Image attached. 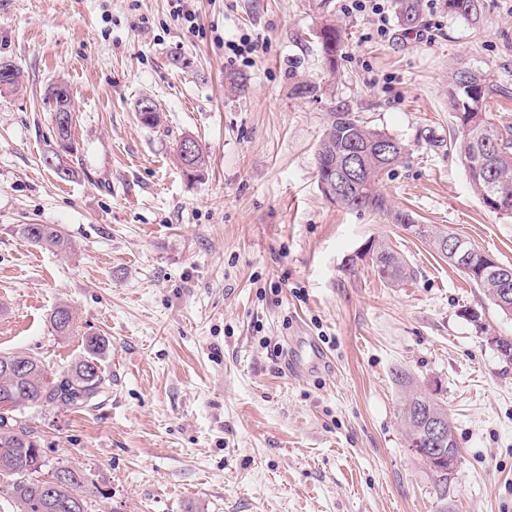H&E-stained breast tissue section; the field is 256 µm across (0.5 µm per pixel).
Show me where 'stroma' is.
Listing matches in <instances>:
<instances>
[{"mask_svg": "<svg viewBox=\"0 0 512 512\" xmlns=\"http://www.w3.org/2000/svg\"><path fill=\"white\" fill-rule=\"evenodd\" d=\"M335 3L331 71L314 0H187L193 32L169 0H0V58L25 74L0 92V353L59 372L82 335L108 339L97 405L21 415L46 466L88 474L91 512H437L403 430L404 374L454 423L450 512H512V363L486 341L512 338V316L387 215L328 201L316 173L328 114L348 105L404 147L380 183L393 208L512 265V215L473 193L448 112L458 61L512 89V0H481L474 23L424 0L408 34L396 11L381 34ZM246 35L259 47L245 61L226 44ZM60 81L67 180L44 162ZM301 82L317 96L295 95ZM145 98L159 127L139 117ZM186 136L202 176L178 163ZM24 224L54 225L71 252L33 245ZM374 237L412 279L346 267ZM59 304L76 335L51 328ZM325 21L328 23L322 26L318 38L322 47L324 63L332 71L336 68L337 57L339 56L343 40L339 28L331 22H334V20L326 19Z\"/></svg>", "mask_w": 512, "mask_h": 512, "instance_id": "stroma-1", "label": "stroma"}]
</instances>
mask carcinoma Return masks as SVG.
<instances>
[{
  "instance_id": "1",
  "label": "carcinoma",
  "mask_w": 512,
  "mask_h": 512,
  "mask_svg": "<svg viewBox=\"0 0 512 512\" xmlns=\"http://www.w3.org/2000/svg\"><path fill=\"white\" fill-rule=\"evenodd\" d=\"M399 22L403 31H414L422 19V0H395ZM448 14L469 21L477 19L479 0H446ZM324 63L330 72L336 71V62L343 40L336 24L328 22L320 29ZM23 86V71L10 60H0V90L15 91ZM498 94L504 98L512 96L508 87L498 86L483 71L459 63L448 74V105L451 111L452 140L458 148L467 172L470 186L478 199L490 211L512 213V124L490 123L493 138L485 141L480 137V123L476 114L490 116L487 100ZM71 100L70 89L64 82L54 84L46 104L52 112L54 141L50 150L52 162L49 166L64 176L75 173L68 159L76 152L73 139V123L62 126L59 116ZM389 135L374 130L348 107H335L329 112V121L316 151L318 180L337 175L342 160L358 147L369 148ZM402 160L397 155L384 166L373 155L367 156L366 173L362 185L335 199V203L349 209L368 210L391 216L400 226L415 223L411 214L394 210L386 195L380 190L383 176ZM20 234L28 241L51 251L67 253L72 249L68 239L50 224H24ZM445 236L432 228L424 227L420 238L429 243L439 255L448 259L464 277L483 290L487 299H492L500 288L493 266L487 262V252L465 242L470 249L469 261L465 264L448 256V250L440 249L435 241ZM363 258L370 260L378 276L391 285H398L413 275L406 260L385 241L368 240ZM53 330L59 336H73L77 323L73 310L65 305L56 306L49 317ZM109 343L99 335L82 337V351L62 372H55L42 360L24 354H0V472H6V488H0L9 512H89L88 502L81 494L85 484L82 470L68 464H59L56 469L66 474L58 481L53 473L46 479H35L33 474L42 469L40 451L34 430L19 420L22 409L39 407L45 409H80L93 404L106 386L104 361ZM423 404L444 417L448 410L434 394L409 384L403 404V422L406 439L417 434V425L408 416V406ZM426 465L436 491L448 494V465H441L429 457H420Z\"/></svg>"
}]
</instances>
